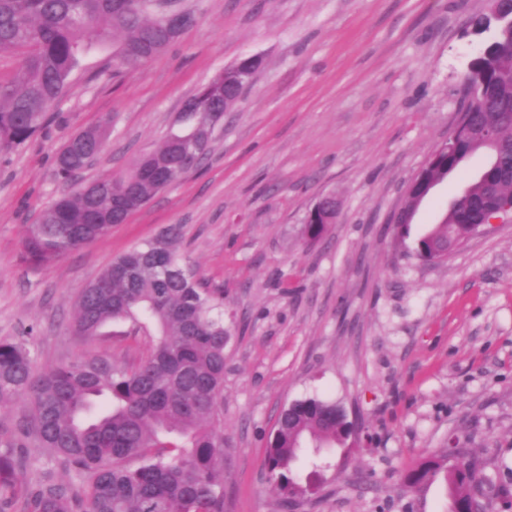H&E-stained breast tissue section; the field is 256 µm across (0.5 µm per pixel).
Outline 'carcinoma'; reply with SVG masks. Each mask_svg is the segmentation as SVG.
<instances>
[{
    "label": "carcinoma",
    "mask_w": 512,
    "mask_h": 512,
    "mask_svg": "<svg viewBox=\"0 0 512 512\" xmlns=\"http://www.w3.org/2000/svg\"><path fill=\"white\" fill-rule=\"evenodd\" d=\"M160 0H0V51L20 54L15 76L0 81V151L24 145L48 121L61 117L67 80L79 59L114 47L113 73L144 64L175 40L160 20ZM490 55L474 59L463 77L474 103L460 118L462 135L436 150L432 178L459 171L470 152L468 133L490 129L496 150L483 170L512 164V30L491 31ZM247 85L224 87L216 77L187 99L179 129L141 154L133 167L62 192L27 225L25 260L61 259L106 237L120 214L143 208L162 189L198 168L212 139L203 136L224 116V100L239 102ZM109 120L73 134L55 159V175L68 183L106 147ZM512 183L473 181L457 196V210L417 241V256L436 262L451 245L487 222ZM224 292L201 287L183 262L176 225L112 261L81 292L71 329L93 338L110 322L141 320L157 326L149 355L133 366L92 356L39 372L22 338L0 340V406L27 398L31 415L0 451V512H224ZM354 436L344 409L316 398L285 407L266 450L265 464L282 493L283 507L299 506L295 464L313 449L314 469L340 471L325 449L349 447ZM42 448L79 482L78 489L45 479L27 487L25 448ZM135 460L132 467L129 462ZM489 463L455 443L405 474V491L420 494L445 473L450 499L476 502L482 512L512 509V468L490 476Z\"/></svg>",
    "instance_id": "1"
}]
</instances>
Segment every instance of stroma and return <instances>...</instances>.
<instances>
[{"instance_id":"1","label":"stroma","mask_w":512,"mask_h":512,"mask_svg":"<svg viewBox=\"0 0 512 512\" xmlns=\"http://www.w3.org/2000/svg\"><path fill=\"white\" fill-rule=\"evenodd\" d=\"M195 21L144 66L112 74L92 54L72 71L53 120L0 154V339H29L37 370L88 355L133 365L153 330L73 335L82 290L112 259L179 225L203 287L224 291L226 512H281L265 467L283 407L317 397L359 423L343 472L310 479L297 512H448L437 477L401 496L403 474L449 437L512 460V222L488 226L442 262L414 253L481 169L439 182L402 239L408 185L459 116L460 82L485 39L489 0H168ZM263 65L214 131L203 165L105 238L44 266L23 259L26 224L57 195L54 160L76 130L111 115L82 182L127 170L177 130L183 102L240 58ZM335 224L308 244L322 196Z\"/></svg>"}]
</instances>
